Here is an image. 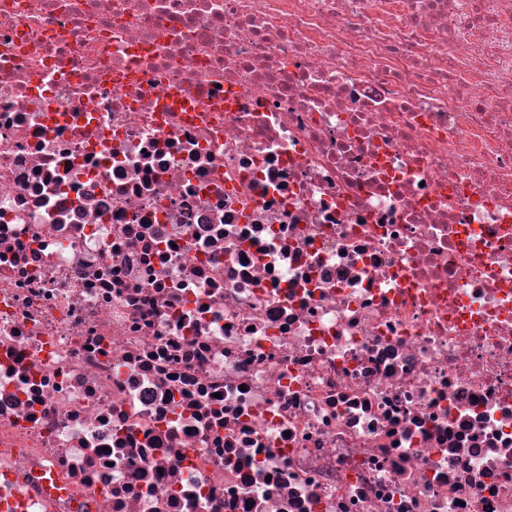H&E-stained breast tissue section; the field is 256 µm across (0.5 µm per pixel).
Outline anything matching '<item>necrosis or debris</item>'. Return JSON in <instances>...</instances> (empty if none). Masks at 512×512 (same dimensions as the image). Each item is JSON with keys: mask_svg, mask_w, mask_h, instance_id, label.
<instances>
[{"mask_svg": "<svg viewBox=\"0 0 512 512\" xmlns=\"http://www.w3.org/2000/svg\"><path fill=\"white\" fill-rule=\"evenodd\" d=\"M0 512H512V0H0Z\"/></svg>", "mask_w": 512, "mask_h": 512, "instance_id": "4bbe7bcc", "label": "necrosis or debris"}]
</instances>
